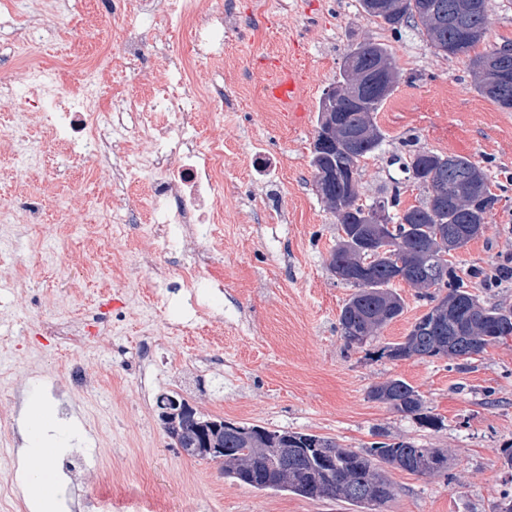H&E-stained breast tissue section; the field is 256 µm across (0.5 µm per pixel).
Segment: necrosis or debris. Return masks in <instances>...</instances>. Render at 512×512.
Instances as JSON below:
<instances>
[{"label": "necrosis or debris", "instance_id": "1", "mask_svg": "<svg viewBox=\"0 0 512 512\" xmlns=\"http://www.w3.org/2000/svg\"><path fill=\"white\" fill-rule=\"evenodd\" d=\"M135 7L150 18V25L128 29L107 61L122 69L150 54L161 57L165 78L150 95L114 90L107 111L98 113L91 71L81 69L83 89L77 93L68 83L49 80L40 65L32 64L0 75V101L13 98L16 86H24L28 95L18 111L35 113L48 133V144L28 145L27 159L42 160L60 150L77 166L91 161L101 166L107 152L135 151V162L125 168L138 170L152 183L151 233L183 246L204 237L208 225L224 221V147L217 140L203 143L200 137L203 101L213 92L189 74L191 60L224 50V0H135ZM161 19L188 25L191 54L171 43L157 25ZM112 112L141 115V148L117 136L108 118Z\"/></svg>", "mask_w": 512, "mask_h": 512}]
</instances>
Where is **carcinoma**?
Segmentation results:
<instances>
[{
	"instance_id": "cac0c4a2",
	"label": "carcinoma",
	"mask_w": 512,
	"mask_h": 512,
	"mask_svg": "<svg viewBox=\"0 0 512 512\" xmlns=\"http://www.w3.org/2000/svg\"><path fill=\"white\" fill-rule=\"evenodd\" d=\"M459 0H397L394 12L377 18L395 32L412 26L424 34L437 53L461 57L484 40L489 29L486 0H479L481 11L475 18L460 15V22L448 24V16L457 15ZM495 56L491 49L470 59L475 87L504 111L512 110V58L507 60L509 87L497 90L492 82L479 76L477 63ZM391 91L379 95L373 91L361 104L344 102L339 113L347 139L330 152L324 165L341 167L358 164L360 158L375 152L382 135L375 131L366 140L360 136L367 117L378 111ZM436 169L442 193L435 206L424 201L391 218L386 230V246L403 252L406 275L418 278L433 262H440L443 273L437 280L422 286V296L430 302L448 307V315L435 320L430 313L417 319L403 340L389 343L379 356L389 359L448 357L469 360L487 347L512 336V309L483 305L464 287L463 278L455 274L448 260L439 259L438 240H448L460 250L479 237L474 224L486 219L500 196L491 192L485 171L463 156H441L413 150L404 162L406 173ZM327 209L336 214L342 232L360 235L371 232V206L359 202V192L350 190L342 180L329 187ZM390 259L376 255L362 271L363 282L353 285L355 292L343 306L339 324L349 345L365 344L379 329L403 311L400 295L392 288ZM436 292L431 293L429 289ZM446 294L439 295V291ZM371 399L389 405L404 415L418 417L432 426L433 419L422 413L418 392L402 379H388L374 386ZM211 440L224 448V476L257 490L284 491L308 499H342L359 512H379L393 499L391 483L383 466L415 474L441 473L448 469V455L439 448H421L413 442H374L369 448H344L331 437L269 430L255 426L241 432L234 423L226 422L220 431L211 432ZM288 449V455L280 449Z\"/></svg>"
}]
</instances>
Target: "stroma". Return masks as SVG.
<instances>
[{
  "instance_id": "obj_1",
  "label": "stroma",
  "mask_w": 512,
  "mask_h": 512,
  "mask_svg": "<svg viewBox=\"0 0 512 512\" xmlns=\"http://www.w3.org/2000/svg\"><path fill=\"white\" fill-rule=\"evenodd\" d=\"M235 3L224 18L223 56L191 69L232 98L219 121L202 126L204 139L224 142V222L202 242L212 256L201 273L211 285L206 315L175 285L182 254L147 229L146 181L113 188L107 175L74 168L60 151L41 168L20 166L13 112L0 107V207L19 208L32 194L47 204L43 224L21 222L0 237V420L8 423L0 431V485L23 499L18 417L24 400L38 399L68 423L56 435L51 471L69 512H355L344 501L260 491L187 456L159 422L154 397L168 393L201 416L324 435L346 448L388 439L442 449L445 474L387 469L395 496L383 512H494L512 495V470L497 455L512 443V336L463 364L379 357L429 309L418 289L401 285L402 314L365 345L348 346L339 316L352 289L330 270L340 226L315 190L311 144L319 102L345 54L365 42L385 45L399 77L374 114L383 142L359 162L360 201L372 203L395 185L401 208L423 200L399 163L409 147L468 157L490 174L501 200L484 233L451 261L481 301L512 307L511 278L496 288L480 279L512 253V112L478 93L467 58L438 54L416 29L391 31L359 0ZM93 11L92 0H60V20L34 49L36 60L54 69L72 53L97 61L100 42L120 45L125 29L141 22L120 6L89 30ZM26 26L0 4V73L25 64L14 49ZM279 64L303 73L302 121H285L266 94L262 72ZM111 192L132 219L118 241L98 203ZM90 231L114 278L80 268L60 278ZM107 301L121 305L122 322L75 351L42 328L47 319H92ZM75 362L90 387L66 389ZM392 378L419 392L436 426L370 399L371 387Z\"/></svg>"
}]
</instances>
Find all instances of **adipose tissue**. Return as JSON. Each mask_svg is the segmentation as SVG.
Instances as JSON below:
<instances>
[{
    "label": "adipose tissue",
    "instance_id": "obj_1",
    "mask_svg": "<svg viewBox=\"0 0 512 512\" xmlns=\"http://www.w3.org/2000/svg\"><path fill=\"white\" fill-rule=\"evenodd\" d=\"M22 423L28 438L19 450V462L28 482L24 488L31 512H65L50 475V464L58 448L50 436L54 416L44 406L25 405Z\"/></svg>",
    "mask_w": 512,
    "mask_h": 512
}]
</instances>
